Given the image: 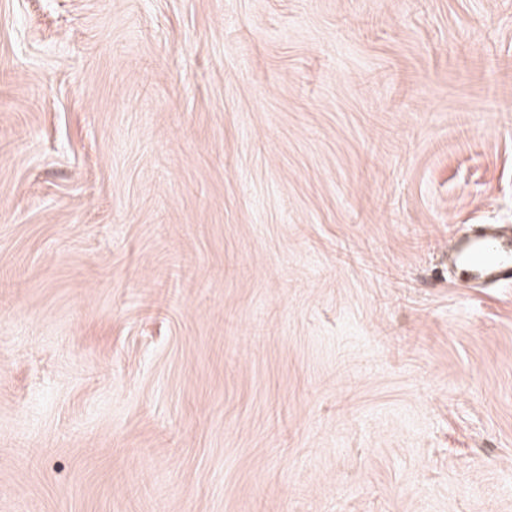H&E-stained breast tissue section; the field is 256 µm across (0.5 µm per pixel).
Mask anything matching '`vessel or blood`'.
<instances>
[{
	"instance_id": "b4317fda",
	"label": "vessel or blood",
	"mask_w": 512,
	"mask_h": 512,
	"mask_svg": "<svg viewBox=\"0 0 512 512\" xmlns=\"http://www.w3.org/2000/svg\"><path fill=\"white\" fill-rule=\"evenodd\" d=\"M448 262L482 288L512 282V230L483 225L470 235L456 237L448 247Z\"/></svg>"
}]
</instances>
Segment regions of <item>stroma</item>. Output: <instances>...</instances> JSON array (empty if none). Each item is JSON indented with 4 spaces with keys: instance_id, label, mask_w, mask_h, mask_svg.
<instances>
[{
    "instance_id": "1",
    "label": "stroma",
    "mask_w": 512,
    "mask_h": 512,
    "mask_svg": "<svg viewBox=\"0 0 512 512\" xmlns=\"http://www.w3.org/2000/svg\"><path fill=\"white\" fill-rule=\"evenodd\" d=\"M512 0H0V512H512ZM448 262L462 268L469 281L482 288L512 282V230L482 225L471 235L455 237L448 246Z\"/></svg>"
}]
</instances>
